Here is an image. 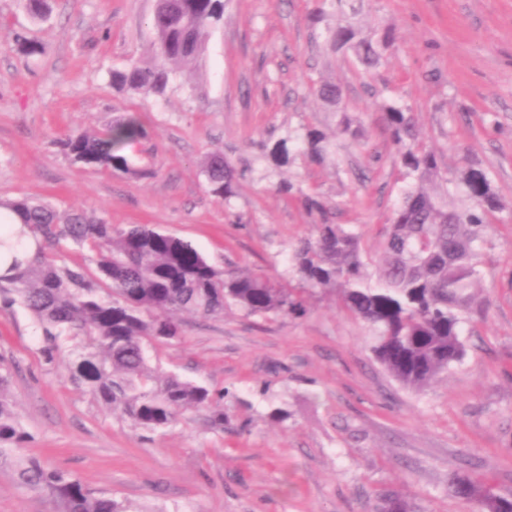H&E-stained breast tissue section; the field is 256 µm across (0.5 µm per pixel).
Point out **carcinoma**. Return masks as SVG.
<instances>
[{"instance_id":"obj_1","label":"carcinoma","mask_w":512,"mask_h":512,"mask_svg":"<svg viewBox=\"0 0 512 512\" xmlns=\"http://www.w3.org/2000/svg\"><path fill=\"white\" fill-rule=\"evenodd\" d=\"M225 0H158L149 19L154 61L112 71V85L144 98L162 96L173 68L196 60L208 29L224 18ZM351 0H312L311 26L327 54L341 56L368 73L383 62L393 39L388 29L365 30L355 22ZM15 49L41 54V44L19 36ZM314 95L336 114V137L360 142L364 133L350 113L341 84L320 79ZM377 112L387 126L406 186L386 232L383 257L369 272L361 234L336 224L323 197L306 193L301 203L314 234L295 250L297 284L218 269L192 245L147 224H107L83 210H59L27 197L0 199V227L21 230L0 238L19 255L0 273V301L20 304L35 318L44 361L54 365L67 342L72 381L106 409L136 426L159 431L192 410H204L212 425H224L222 398L178 375L149 365L148 349L179 335L182 316L218 318L232 306L250 316L300 318L308 290L341 291L345 310L373 331V353L402 386L421 390L464 355L466 314L479 306L474 291L482 233L503 203L481 168L466 163L451 175L419 137L412 108L383 100ZM148 131L136 117L119 118L100 134L73 133L61 140L76 164L143 177L124 154ZM336 142L318 127H304L264 145L268 166L323 162ZM210 193L228 205L244 171L221 153L203 161ZM462 194L467 205L454 204ZM87 251L84 263L68 265L67 248ZM10 373L0 372V466L11 467L17 484L47 491L63 512H129L106 493L93 494L72 474L46 467L21 449L31 435L9 398ZM448 493L472 502L478 512H512V496L455 474Z\"/></svg>"}]
</instances>
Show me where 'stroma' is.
Here are the masks:
<instances>
[{
    "mask_svg": "<svg viewBox=\"0 0 512 512\" xmlns=\"http://www.w3.org/2000/svg\"><path fill=\"white\" fill-rule=\"evenodd\" d=\"M38 21L25 0H0V199L29 197L107 223L147 224L188 241L216 267L279 280L312 218L300 194L323 196L354 225L373 259L403 180L377 102L411 106L443 168L483 169L506 210L483 232L481 306L463 328V360L420 391L375 360L369 327L335 292L314 291L300 318H185L151 353L166 373L224 397V424L189 412L148 432L103 408L40 354L35 321L0 312V366L30 432L26 455L107 491L130 512H376L399 495L412 512H474L448 479L490 478L512 494V0H363L367 28L395 41L371 74L315 43L310 0H227L202 56L178 68L164 97L118 91L113 69L153 61L156 0H49ZM43 51L15 50L17 35ZM341 83L367 131L332 159L266 173L260 144L334 120L309 91ZM145 123L126 147L144 178L72 163L60 138L122 116ZM223 153L250 163L231 205L201 169ZM291 195L276 189L280 179ZM48 493L0 470V512H57Z\"/></svg>",
    "mask_w": 512,
    "mask_h": 512,
    "instance_id": "1",
    "label": "stroma"
}]
</instances>
